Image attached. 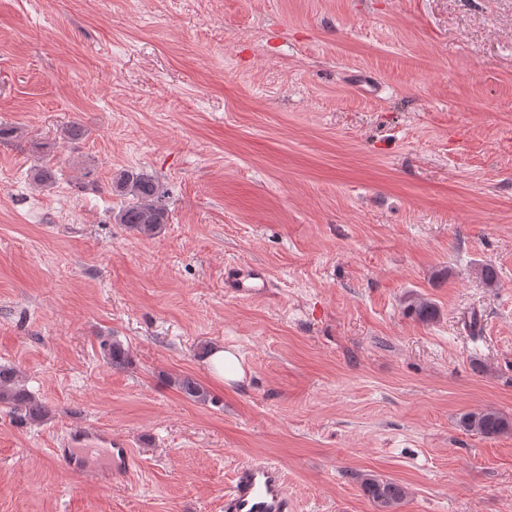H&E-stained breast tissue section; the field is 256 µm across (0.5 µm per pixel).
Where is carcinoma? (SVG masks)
Wrapping results in <instances>:
<instances>
[{
  "label": "carcinoma",
  "instance_id": "obj_1",
  "mask_svg": "<svg viewBox=\"0 0 512 512\" xmlns=\"http://www.w3.org/2000/svg\"><path fill=\"white\" fill-rule=\"evenodd\" d=\"M31 178L35 184L49 187L55 182L56 170L45 165L36 166ZM112 191L127 199V203L114 215L115 223L145 237H153L162 231L168 221V213L159 203L164 188L158 180L143 173L123 171L112 180ZM105 349L112 367L121 369L128 365V352L119 341H112ZM173 383L195 402L206 404L212 401L208 389L189 376L178 377ZM0 405L14 409L31 421L42 416V405L18 382L12 370L0 369ZM459 425L486 439L512 433V417L495 410L464 413L459 418ZM361 485L378 512H395L396 506L406 497L405 488L391 480L364 477Z\"/></svg>",
  "mask_w": 512,
  "mask_h": 512
}]
</instances>
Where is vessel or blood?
<instances>
[{
  "instance_id": "vessel-or-blood-1",
  "label": "vessel or blood",
  "mask_w": 512,
  "mask_h": 512,
  "mask_svg": "<svg viewBox=\"0 0 512 512\" xmlns=\"http://www.w3.org/2000/svg\"><path fill=\"white\" fill-rule=\"evenodd\" d=\"M225 288L240 297L263 294L270 282L262 267H227ZM101 447L109 451V464L95 470L88 467L83 449ZM50 455L68 471L90 480L130 481L135 476V455L128 439L105 427H78L66 431L55 442ZM224 512H292L281 467L273 462L254 460L239 465L224 499Z\"/></svg>"
}]
</instances>
